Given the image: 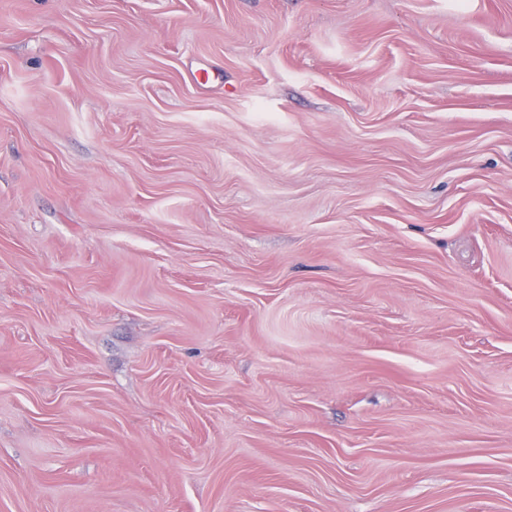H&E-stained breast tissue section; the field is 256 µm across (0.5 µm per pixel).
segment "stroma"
<instances>
[{"label": "stroma", "instance_id": "stroma-1", "mask_svg": "<svg viewBox=\"0 0 512 512\" xmlns=\"http://www.w3.org/2000/svg\"><path fill=\"white\" fill-rule=\"evenodd\" d=\"M0 512H512V0H0Z\"/></svg>", "mask_w": 512, "mask_h": 512}]
</instances>
